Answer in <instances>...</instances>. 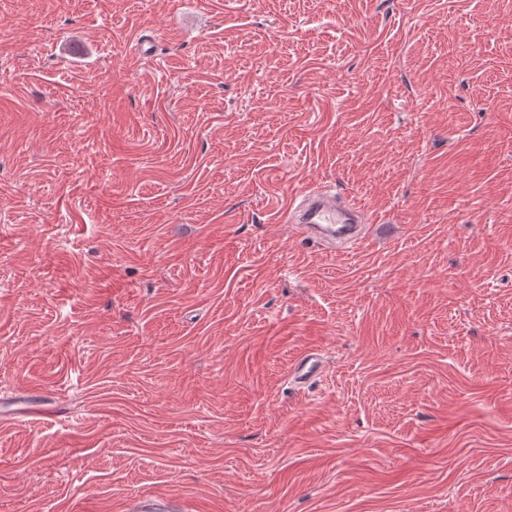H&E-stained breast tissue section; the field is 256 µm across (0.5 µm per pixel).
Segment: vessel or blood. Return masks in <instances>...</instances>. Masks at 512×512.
<instances>
[{"label":"vessel or blood","mask_w":512,"mask_h":512,"mask_svg":"<svg viewBox=\"0 0 512 512\" xmlns=\"http://www.w3.org/2000/svg\"><path fill=\"white\" fill-rule=\"evenodd\" d=\"M287 222L305 238L322 239L331 252L353 250L366 238V220L361 206L353 200L339 198L326 185H313L296 193L284 211ZM327 368L325 356L316 349L294 361L289 382L299 391L318 382ZM17 417L53 418L59 409L42 401L18 402L12 410Z\"/></svg>","instance_id":"b4317fda"}]
</instances>
